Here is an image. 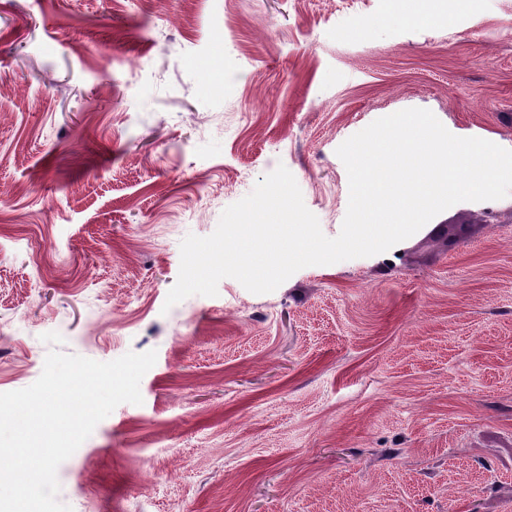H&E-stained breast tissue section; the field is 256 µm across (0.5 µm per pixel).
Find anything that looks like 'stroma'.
Wrapping results in <instances>:
<instances>
[{"label":"stroma","instance_id":"obj_1","mask_svg":"<svg viewBox=\"0 0 512 512\" xmlns=\"http://www.w3.org/2000/svg\"><path fill=\"white\" fill-rule=\"evenodd\" d=\"M0 0V393L156 350L57 471L72 512H512V195L256 295L165 308L180 243L284 164L431 110L512 150V0ZM426 2V0H392V12L403 20L428 23L432 15Z\"/></svg>","mask_w":512,"mask_h":512}]
</instances>
